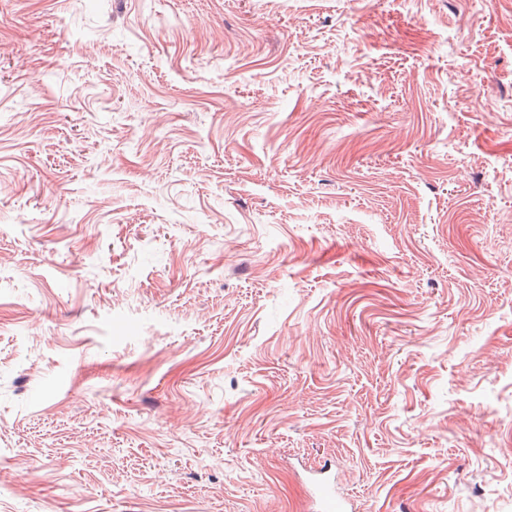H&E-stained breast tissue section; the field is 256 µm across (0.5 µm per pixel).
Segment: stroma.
Listing matches in <instances>:
<instances>
[{
  "label": "stroma",
  "mask_w": 512,
  "mask_h": 512,
  "mask_svg": "<svg viewBox=\"0 0 512 512\" xmlns=\"http://www.w3.org/2000/svg\"><path fill=\"white\" fill-rule=\"evenodd\" d=\"M0 512H512V0H0Z\"/></svg>",
  "instance_id": "1"
}]
</instances>
